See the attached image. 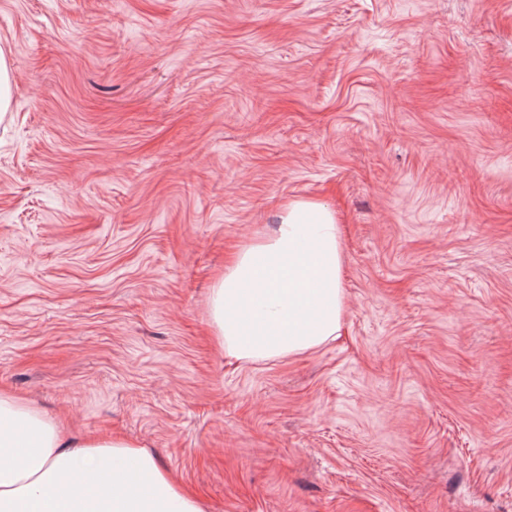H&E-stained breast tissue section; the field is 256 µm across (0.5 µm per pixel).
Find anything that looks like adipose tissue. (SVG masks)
Returning <instances> with one entry per match:
<instances>
[{
	"label": "adipose tissue",
	"instance_id": "adipose-tissue-1",
	"mask_svg": "<svg viewBox=\"0 0 512 512\" xmlns=\"http://www.w3.org/2000/svg\"><path fill=\"white\" fill-rule=\"evenodd\" d=\"M273 232H257L224 264L211 292L225 355L293 356L345 325L342 227L315 201L284 203ZM0 512H205L144 448L119 436L76 437L0 391Z\"/></svg>",
	"mask_w": 512,
	"mask_h": 512
}]
</instances>
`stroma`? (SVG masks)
<instances>
[{"instance_id":"stroma-1","label":"stroma","mask_w":512,"mask_h":512,"mask_svg":"<svg viewBox=\"0 0 512 512\" xmlns=\"http://www.w3.org/2000/svg\"><path fill=\"white\" fill-rule=\"evenodd\" d=\"M0 389L206 512H512V0H0ZM311 199L345 333L225 358ZM10 80V65L4 49L0 48V121L4 119L10 109Z\"/></svg>"}]
</instances>
